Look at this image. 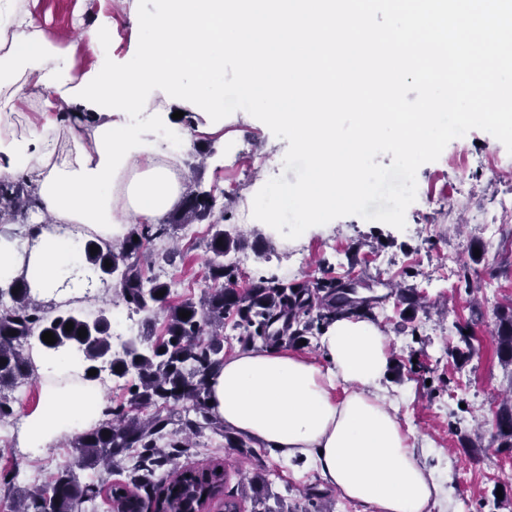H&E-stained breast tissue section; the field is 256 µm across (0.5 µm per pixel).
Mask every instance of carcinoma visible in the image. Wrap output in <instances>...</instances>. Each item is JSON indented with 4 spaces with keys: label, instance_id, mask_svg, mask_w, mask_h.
<instances>
[{
    "label": "carcinoma",
    "instance_id": "obj_1",
    "mask_svg": "<svg viewBox=\"0 0 512 512\" xmlns=\"http://www.w3.org/2000/svg\"><path fill=\"white\" fill-rule=\"evenodd\" d=\"M37 202L26 183L18 180L0 186V213L24 215ZM210 224L213 233L207 243L212 254L206 275L207 288L198 301L169 303L170 288L156 276L146 277V269L159 261L171 263L175 253L150 250V245L167 238L182 224ZM138 241H133V237ZM90 240L84 246V262L102 283L121 272L114 287L112 304H124L144 315L140 343L133 341L121 350L112 349L110 311L102 309L92 320L55 304H43L32 298L26 282L0 289V424L14 416L13 399L7 394L25 380L34 378L30 338L35 337L46 351L73 350L81 355L84 371H102L108 364L112 376L130 379L128 398L106 408L104 419L93 429L75 433L70 447L77 453V464L84 469L120 464L131 449H137V465L146 471L144 486L152 484L150 465L170 459L191 447L192 438L205 430L224 436V447L240 456L255 454L249 442L225 431L212 418L208 406V377L224 365V320L232 318L240 329L241 340L251 345L260 340L298 342L313 329L337 315L371 314L363 298L328 282L311 288L306 283H289L276 276L261 277L243 290L233 287L236 268L224 263V257L241 244L224 233L214 215V198L188 187L182 205L161 224H133L117 247H98L90 252ZM112 263L106 267L105 262ZM164 295L157 296L158 292ZM190 312L182 318L181 311ZM165 318V335L155 336V320ZM73 330L65 331L66 323ZM87 329L84 338L80 328ZM46 331L54 333L52 345L42 340ZM500 358L512 363V311L498 318L496 331ZM181 406L193 417L173 424L165 409ZM500 447L512 448V400L502 402L496 414ZM169 438L165 452L158 445ZM226 470L220 463L199 468L173 465L161 480L155 497V512H179L192 509L202 497H224V512H240V502L250 497L262 502L268 482L260 473L243 483L237 493L225 491ZM106 494L111 512H144L143 499L122 484L80 483L70 466L61 468L42 487L23 490L13 503L14 512H85L83 505Z\"/></svg>",
    "mask_w": 512,
    "mask_h": 512
}]
</instances>
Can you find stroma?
<instances>
[{
    "label": "stroma",
    "instance_id": "obj_1",
    "mask_svg": "<svg viewBox=\"0 0 512 512\" xmlns=\"http://www.w3.org/2000/svg\"><path fill=\"white\" fill-rule=\"evenodd\" d=\"M29 7L40 25L75 44L77 70L99 59L79 39L98 13L112 17V56L129 51L137 0H29ZM287 147V140L249 123L240 110L225 118L223 141L200 138L177 153L187 165L196 163L198 149L210 151L190 177L213 194L225 231L242 240L238 253L247 262L237 268L239 284L270 274L292 283H340L352 276L369 284L378 299L373 320L389 344L384 384L402 427L417 437L420 458L443 489L433 512H512V449L501 447L494 426L502 398L512 394V365L499 360L494 338L499 313L512 309V219L493 220L497 200L512 192V154L489 133L469 131L452 140L438 160L419 167L405 229L350 215L288 240L251 216L254 196L270 178L295 181L294 172L282 166ZM209 236V226L202 224L195 237L180 229L154 243L158 253L179 251L174 264L154 268L162 280L179 283L170 302L201 296ZM401 287L414 289L423 308L407 311L398 299ZM462 327L472 332L474 351L459 361L449 348ZM12 396L16 416L0 425V468L19 463L20 486L45 484L59 467L74 465L75 455L65 440L39 454L21 448L18 418L40 403L41 389L32 380ZM209 462L223 463L231 489L258 469L272 500L301 505L313 490L331 512H370L331 488L309 462L268 448L241 459L209 431L178 459L183 467Z\"/></svg>",
    "mask_w": 512,
    "mask_h": 512
}]
</instances>
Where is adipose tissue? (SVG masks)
I'll return each mask as SVG.
<instances>
[{
  "label": "adipose tissue",
  "instance_id": "adipose-tissue-1",
  "mask_svg": "<svg viewBox=\"0 0 512 512\" xmlns=\"http://www.w3.org/2000/svg\"><path fill=\"white\" fill-rule=\"evenodd\" d=\"M27 0H0V180H23L34 222L0 234V288L26 281L44 303L96 295L81 248L116 245L124 221L162 223L185 181L174 154L151 135L178 104L153 91L140 127L63 99L79 85L70 47L41 27ZM34 103L38 118L15 133L10 117ZM322 361L277 349L236 351L208 379L210 411L225 427L288 459L313 462L344 497L374 512H430L442 490L420 462L384 389L387 337L368 318L345 315L322 328ZM343 397H335L336 387ZM106 407L92 381L43 386L21 419V447L45 451L95 426Z\"/></svg>",
  "mask_w": 512,
  "mask_h": 512
}]
</instances>
